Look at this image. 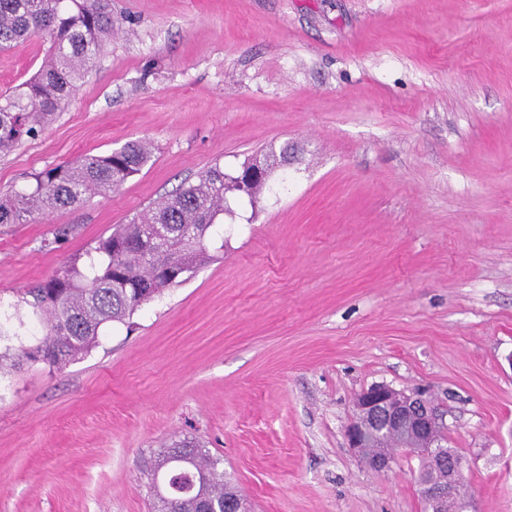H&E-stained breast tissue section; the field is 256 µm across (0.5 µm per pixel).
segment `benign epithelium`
<instances>
[{
    "label": "benign epithelium",
    "instance_id": "obj_1",
    "mask_svg": "<svg viewBox=\"0 0 512 512\" xmlns=\"http://www.w3.org/2000/svg\"><path fill=\"white\" fill-rule=\"evenodd\" d=\"M439 415L431 402L421 396H410L387 385H374L363 391L356 401V417L349 424L346 436L356 454L363 456L369 448L371 426L392 434L414 438V443L429 449L436 465L448 470V479L439 484L418 481V489L427 512H442V504L455 495L463 482L462 459L448 455L444 446L433 438Z\"/></svg>",
    "mask_w": 512,
    "mask_h": 512
}]
</instances>
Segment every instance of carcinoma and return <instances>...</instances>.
<instances>
[{
    "instance_id": "carcinoma-1",
    "label": "carcinoma",
    "mask_w": 512,
    "mask_h": 512,
    "mask_svg": "<svg viewBox=\"0 0 512 512\" xmlns=\"http://www.w3.org/2000/svg\"><path fill=\"white\" fill-rule=\"evenodd\" d=\"M32 37L49 43L37 72L0 96V154L12 152L57 118L90 72V64L112 41V0H0V49ZM288 157V145L247 161L261 177L241 187L238 177L219 163L185 181L169 197L120 225L87 253L84 266L66 265L33 288L22 302L44 324L42 337L15 353L0 352V370L27 363L61 369L88 354L108 325L123 323L142 305L186 280L211 260L206 244L211 229L231 213L227 194L254 199L269 170ZM149 143L134 140L110 153L47 168L22 191L0 198V224H22L82 205L87 197L106 194L141 173L151 161ZM418 475L440 479L427 450L417 451ZM191 458L187 473L171 470L173 459ZM219 459L202 445L179 438L167 445L162 460L149 470L154 478L166 468L173 489L154 493L157 512H197L201 504L240 495L224 481Z\"/></svg>"
}]
</instances>
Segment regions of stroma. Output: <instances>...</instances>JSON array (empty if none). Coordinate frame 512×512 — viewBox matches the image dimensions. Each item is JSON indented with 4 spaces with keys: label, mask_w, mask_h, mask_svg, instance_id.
<instances>
[{
    "label": "stroma",
    "mask_w": 512,
    "mask_h": 512,
    "mask_svg": "<svg viewBox=\"0 0 512 512\" xmlns=\"http://www.w3.org/2000/svg\"><path fill=\"white\" fill-rule=\"evenodd\" d=\"M111 42L0 196L125 143L107 196L0 225V307L213 163L286 143L223 249L60 370L0 375V512H153L197 439L248 512H424L416 456L344 432L374 384L445 414L473 512H512V0H112ZM47 42L0 49V93ZM72 226L64 241L57 228Z\"/></svg>",
    "instance_id": "obj_1"
}]
</instances>
